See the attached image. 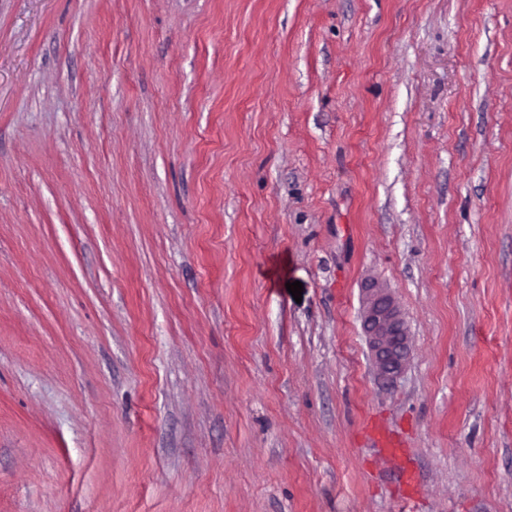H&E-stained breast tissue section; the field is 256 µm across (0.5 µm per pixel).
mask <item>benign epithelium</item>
Listing matches in <instances>:
<instances>
[{"instance_id": "1", "label": "benign epithelium", "mask_w": 512, "mask_h": 512, "mask_svg": "<svg viewBox=\"0 0 512 512\" xmlns=\"http://www.w3.org/2000/svg\"><path fill=\"white\" fill-rule=\"evenodd\" d=\"M364 324L379 377L394 381L406 357V330L398 308L387 295L378 293L368 302Z\"/></svg>"}]
</instances>
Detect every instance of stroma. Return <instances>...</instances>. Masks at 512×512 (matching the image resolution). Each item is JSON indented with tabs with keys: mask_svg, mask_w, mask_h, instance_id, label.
Listing matches in <instances>:
<instances>
[{
	"mask_svg": "<svg viewBox=\"0 0 512 512\" xmlns=\"http://www.w3.org/2000/svg\"><path fill=\"white\" fill-rule=\"evenodd\" d=\"M407 504L512 512V0H0V512ZM364 312V324L380 378L393 382L406 357V330L398 308L388 295L376 293Z\"/></svg>",
	"mask_w": 512,
	"mask_h": 512,
	"instance_id": "35a3bbf8",
	"label": "stroma"
}]
</instances>
